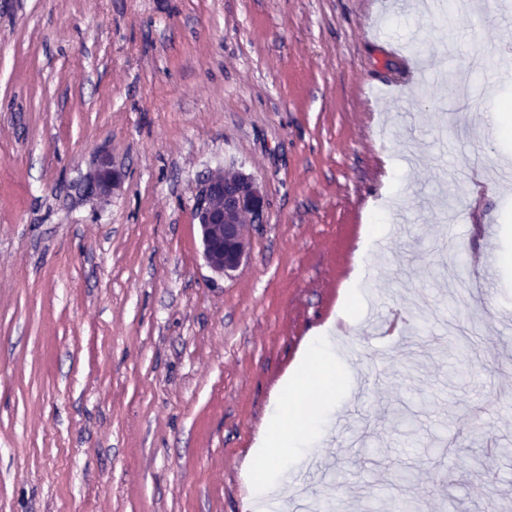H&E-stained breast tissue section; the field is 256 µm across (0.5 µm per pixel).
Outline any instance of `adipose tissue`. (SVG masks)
Masks as SVG:
<instances>
[{"label":"adipose tissue","mask_w":512,"mask_h":512,"mask_svg":"<svg viewBox=\"0 0 512 512\" xmlns=\"http://www.w3.org/2000/svg\"><path fill=\"white\" fill-rule=\"evenodd\" d=\"M338 363L336 349L326 337H315L309 343L250 462L257 494L263 495L278 487L279 471L272 468L273 459L294 462L303 457V442L314 433L318 424L317 414L305 401V390L313 382L325 387L332 385Z\"/></svg>","instance_id":"1"}]
</instances>
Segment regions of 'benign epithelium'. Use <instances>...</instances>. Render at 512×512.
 <instances>
[{
  "mask_svg": "<svg viewBox=\"0 0 512 512\" xmlns=\"http://www.w3.org/2000/svg\"><path fill=\"white\" fill-rule=\"evenodd\" d=\"M122 172L107 155L98 156L88 193L105 197L122 181ZM266 207L260 183L239 169L219 168L200 183L192 215L202 236L203 256L216 273L230 277L246 256L249 226L263 221Z\"/></svg>",
  "mask_w": 512,
  "mask_h": 512,
  "instance_id": "1",
  "label": "benign epithelium"
}]
</instances>
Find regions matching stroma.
Listing matches in <instances>:
<instances>
[{
  "label": "stroma",
  "instance_id": "obj_1",
  "mask_svg": "<svg viewBox=\"0 0 512 512\" xmlns=\"http://www.w3.org/2000/svg\"><path fill=\"white\" fill-rule=\"evenodd\" d=\"M427 3L0 0V512H251L324 331L353 370L306 395L333 408L321 471L266 512H512V139L482 125L512 105V0ZM219 167L266 197L229 277L192 217ZM372 309L402 313L396 344ZM462 329L478 354H449ZM122 172L112 165L108 155H99L96 168L89 176L86 189L91 195L105 197L110 195L122 181Z\"/></svg>",
  "mask_w": 512,
  "mask_h": 512
}]
</instances>
